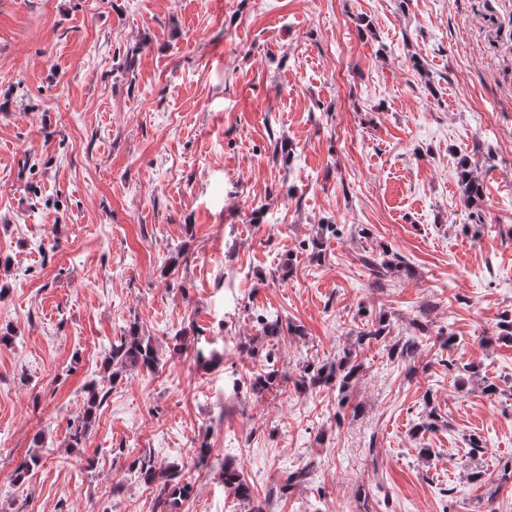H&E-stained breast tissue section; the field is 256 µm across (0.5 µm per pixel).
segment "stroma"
<instances>
[{
	"label": "stroma",
	"instance_id": "35a3bbf8",
	"mask_svg": "<svg viewBox=\"0 0 512 512\" xmlns=\"http://www.w3.org/2000/svg\"><path fill=\"white\" fill-rule=\"evenodd\" d=\"M371 250L404 270L373 285ZM506 314L512 0H0V512H156L141 458L179 466V512H512ZM133 325L160 367L110 380ZM347 349L348 388H295ZM268 367L280 394L251 387ZM461 168L460 180L463 196L468 204L474 201H480L483 198V182L481 181L477 171L472 168L469 156L462 155L458 161ZM106 395V392L98 393L97 389L94 387L88 390V397L83 415L79 420L74 422V426L71 429L69 437L71 447H78L86 440L88 431L93 425L97 405L101 404Z\"/></svg>",
	"mask_w": 512,
	"mask_h": 512
}]
</instances>
